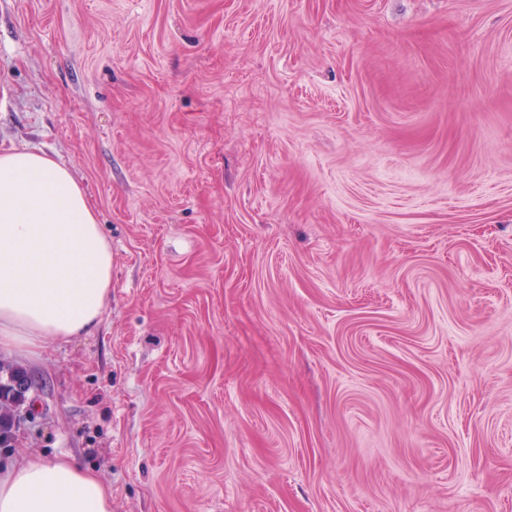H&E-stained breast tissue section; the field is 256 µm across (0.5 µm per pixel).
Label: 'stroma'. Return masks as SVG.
<instances>
[{"instance_id":"stroma-1","label":"stroma","mask_w":512,"mask_h":512,"mask_svg":"<svg viewBox=\"0 0 512 512\" xmlns=\"http://www.w3.org/2000/svg\"><path fill=\"white\" fill-rule=\"evenodd\" d=\"M0 151L112 246L0 448L112 512H512V0H0Z\"/></svg>"}]
</instances>
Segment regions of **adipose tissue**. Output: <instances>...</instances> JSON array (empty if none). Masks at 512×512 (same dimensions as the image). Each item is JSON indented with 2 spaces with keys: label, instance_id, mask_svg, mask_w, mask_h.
<instances>
[{
  "label": "adipose tissue",
  "instance_id": "obj_1",
  "mask_svg": "<svg viewBox=\"0 0 512 512\" xmlns=\"http://www.w3.org/2000/svg\"><path fill=\"white\" fill-rule=\"evenodd\" d=\"M112 293V249L71 169L35 150L0 154V347L40 354L89 333ZM0 512H112V491L72 461L18 460Z\"/></svg>",
  "mask_w": 512,
  "mask_h": 512
}]
</instances>
